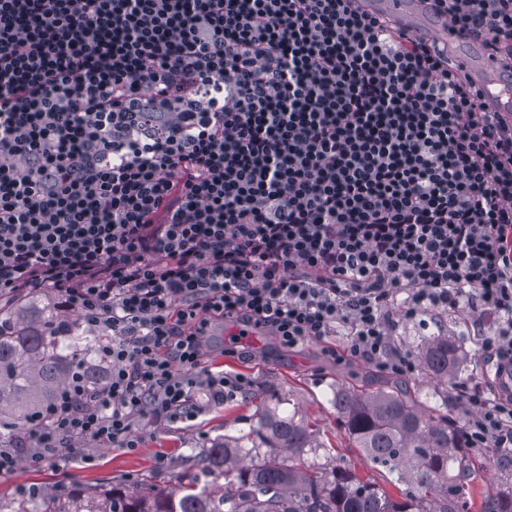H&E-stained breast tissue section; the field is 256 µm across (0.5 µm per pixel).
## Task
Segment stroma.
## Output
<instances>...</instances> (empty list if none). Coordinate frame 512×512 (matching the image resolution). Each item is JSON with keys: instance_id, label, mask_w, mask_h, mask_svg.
Returning a JSON list of instances; mask_svg holds the SVG:
<instances>
[{"instance_id": "35a3bbf8", "label": "stroma", "mask_w": 512, "mask_h": 512, "mask_svg": "<svg viewBox=\"0 0 512 512\" xmlns=\"http://www.w3.org/2000/svg\"><path fill=\"white\" fill-rule=\"evenodd\" d=\"M223 337L219 329L204 337L206 365L215 372L232 371L247 376L252 382L250 393L211 406L191 427L183 423L167 426L143 422L145 440L133 453L82 440L63 449L51 465L38 468L26 461L19 462L14 472L0 475V496H10L22 484L55 489L75 478L95 485L147 476L152 483L175 486L208 439L224 433L233 435L244 427L256 412L254 391L265 387L289 395L300 413L313 422L318 440L328 448L322 462L330 466L343 462L361 476H374V469L357 449L350 447L338 429L328 394L332 384L364 379L375 373V366L357 360L338 361L328 355V348L342 347L343 339L339 336L312 341L302 350L291 352L265 332L246 343V354L242 357L221 353ZM88 456L93 459L89 465L84 462Z\"/></svg>"}]
</instances>
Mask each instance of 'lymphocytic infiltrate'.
I'll return each mask as SVG.
<instances>
[{"instance_id": "lymphocytic-infiltrate-1", "label": "lymphocytic infiltrate", "mask_w": 512, "mask_h": 512, "mask_svg": "<svg viewBox=\"0 0 512 512\" xmlns=\"http://www.w3.org/2000/svg\"><path fill=\"white\" fill-rule=\"evenodd\" d=\"M357 2L0 0V294L112 334L101 389L27 430L34 466L244 394L202 364L220 321L407 376L389 308L468 307L512 362V125ZM435 2L512 51V0ZM467 402L469 446L512 454V395Z\"/></svg>"}]
</instances>
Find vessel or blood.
Returning <instances> with one entry per match:
<instances>
[{
	"mask_svg": "<svg viewBox=\"0 0 512 512\" xmlns=\"http://www.w3.org/2000/svg\"><path fill=\"white\" fill-rule=\"evenodd\" d=\"M359 6L407 36L436 45L479 90L481 109L512 123V64L490 51L483 40L462 37L434 0H360Z\"/></svg>",
	"mask_w": 512,
	"mask_h": 512,
	"instance_id": "vessel-or-blood-1",
	"label": "vessel or blood"
}]
</instances>
